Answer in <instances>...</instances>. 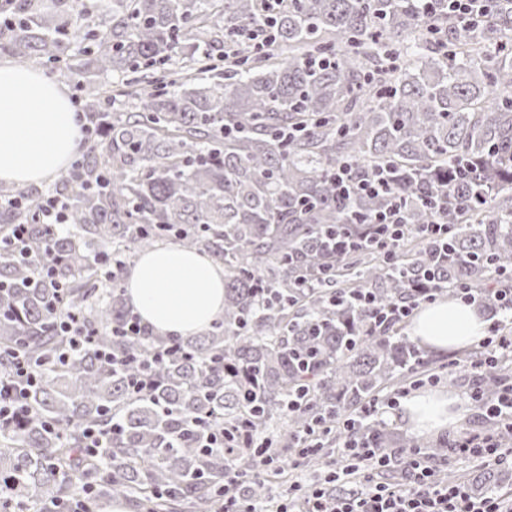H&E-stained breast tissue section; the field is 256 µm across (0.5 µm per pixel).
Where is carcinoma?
<instances>
[{"instance_id":"cac0c4a2","label":"carcinoma","mask_w":512,"mask_h":512,"mask_svg":"<svg viewBox=\"0 0 512 512\" xmlns=\"http://www.w3.org/2000/svg\"><path fill=\"white\" fill-rule=\"evenodd\" d=\"M481 6L488 21L465 29L448 0L428 9L422 0H284L272 29L279 61L247 42L258 0H111L103 20L82 11L69 32L39 12L0 34V52L20 67L45 58L123 74L181 53L185 70L128 91L123 110L104 109L100 89L88 88L82 112L96 141L55 188L68 198L67 233L31 225L27 261L0 249V375L20 352L36 378L26 418L0 424L9 479L0 512L96 509L114 493L144 512H219L229 466L264 507L270 486L255 471L283 448L309 464L355 440L387 455L393 472L410 448L448 455L446 438L396 437L379 421L344 430L341 421L431 364L401 322L375 327L351 300H412L440 245L423 225H448L453 260L441 279L501 309L498 289L512 272V0ZM221 36L228 63L217 73L209 48ZM344 161L360 180L389 166L388 192L339 195ZM1 194L30 206L0 212V230L31 220L39 195ZM390 209L405 224L395 256L323 248L327 234L352 241ZM159 240L224 266V317L201 334L122 335L126 266ZM69 315L92 344L65 345L59 323ZM170 344L154 392L135 396L136 361ZM100 349L135 364L118 372ZM511 370L505 360L491 366L475 393L495 399ZM205 422L231 434L243 424L255 440L279 431L258 449L199 448L193 425ZM114 423L110 447L89 459L83 431ZM437 478L504 492L493 470Z\"/></svg>"}]
</instances>
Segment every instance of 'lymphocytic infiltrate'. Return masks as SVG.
<instances>
[{
    "label": "lymphocytic infiltrate",
    "instance_id": "1",
    "mask_svg": "<svg viewBox=\"0 0 512 512\" xmlns=\"http://www.w3.org/2000/svg\"><path fill=\"white\" fill-rule=\"evenodd\" d=\"M32 384L27 360L15 358L9 380H0V422L22 420ZM449 453L451 457L475 459L488 466L512 464V448L502 449L496 440L478 433L458 435ZM339 454V472L359 474L369 484V491L338 496L323 488L315 489L307 512H512V493L476 499L466 485L434 482L433 467L420 449L409 451L408 484L392 487L375 480L386 465L379 453L347 443Z\"/></svg>",
    "mask_w": 512,
    "mask_h": 512
}]
</instances>
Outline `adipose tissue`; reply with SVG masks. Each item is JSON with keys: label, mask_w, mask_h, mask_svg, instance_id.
<instances>
[{"label": "adipose tissue", "mask_w": 512, "mask_h": 512, "mask_svg": "<svg viewBox=\"0 0 512 512\" xmlns=\"http://www.w3.org/2000/svg\"><path fill=\"white\" fill-rule=\"evenodd\" d=\"M82 139L67 88L35 67L0 60V182L24 186L68 168ZM127 296L143 323L164 336H187L224 314V268L206 255L162 245L142 255L126 277ZM411 335L445 353L481 339L475 309L441 300L420 309ZM406 416L415 430L456 423L451 399L411 397Z\"/></svg>", "instance_id": "obj_1"}]
</instances>
